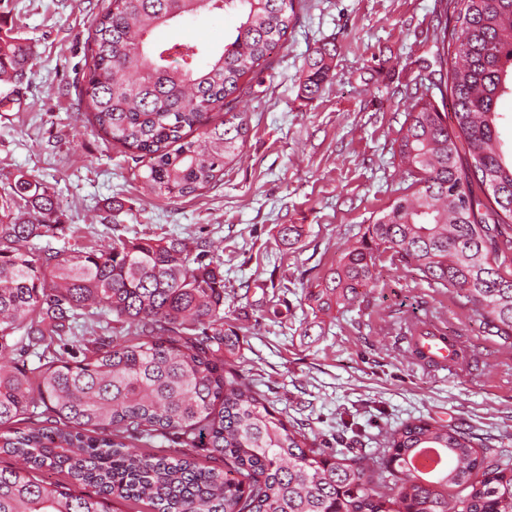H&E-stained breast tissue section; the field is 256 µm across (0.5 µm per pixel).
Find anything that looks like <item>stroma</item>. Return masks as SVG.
Listing matches in <instances>:
<instances>
[{
	"mask_svg": "<svg viewBox=\"0 0 512 512\" xmlns=\"http://www.w3.org/2000/svg\"><path fill=\"white\" fill-rule=\"evenodd\" d=\"M106 0H0V17L31 45L24 76L0 78V200L23 171L53 187L62 215L54 247H108L144 236L186 240L220 257L224 322L238 327L239 367L269 406L332 447L344 426L366 447L418 417L462 426L512 458V348L487 335L445 289L381 261L348 306L313 313L305 292L334 268L398 196L394 140L402 93L437 50L443 0H298L283 47L246 76L232 102L248 127L224 179L199 194H148L139 163L105 139L79 104L91 23ZM235 17L202 14L161 33L168 43L222 45ZM336 47L319 96L303 98L305 63ZM284 224L299 244L282 242ZM434 315L471 349L457 371L416 364L388 327Z\"/></svg>",
	"mask_w": 512,
	"mask_h": 512,
	"instance_id": "1",
	"label": "stroma"
}]
</instances>
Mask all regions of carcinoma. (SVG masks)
<instances>
[{
    "mask_svg": "<svg viewBox=\"0 0 512 512\" xmlns=\"http://www.w3.org/2000/svg\"><path fill=\"white\" fill-rule=\"evenodd\" d=\"M449 5L438 69L425 65L440 101L410 94L395 139L405 193L306 299L316 313L354 303L386 255L464 300L512 348V155L499 132V100L512 95V0ZM295 6L108 0L92 23L81 101L92 125L142 163L153 194L184 198L224 178L247 127L229 111L212 126L210 114L285 44ZM203 12L237 16L234 37L210 52L151 38ZM335 53L325 44L308 58L305 98L318 95ZM32 60L27 41L0 36L1 75H20ZM12 191L24 205L0 217V454L16 465L0 468V512H109L114 497L153 512H512V468L456 425L418 418L381 448L353 440L338 449L276 414L237 369L239 336L224 329V272L210 251L194 255L165 237L39 245L61 224L54 192L22 172ZM114 317L127 335L112 336ZM38 415L45 424L16 427ZM169 436L221 466L132 451ZM422 448L447 465L413 471ZM43 469L87 492L38 480Z\"/></svg>",
    "mask_w": 512,
    "mask_h": 512,
    "instance_id": "obj_1",
    "label": "carcinoma"
}]
</instances>
